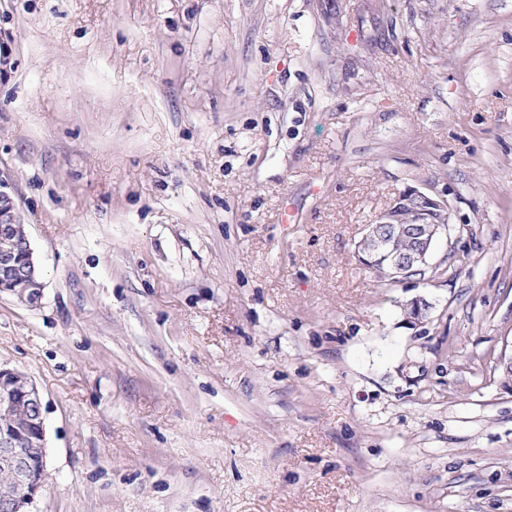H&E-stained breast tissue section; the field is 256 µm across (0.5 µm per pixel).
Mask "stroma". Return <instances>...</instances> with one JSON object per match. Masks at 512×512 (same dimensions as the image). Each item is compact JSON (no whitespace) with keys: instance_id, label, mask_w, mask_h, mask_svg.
<instances>
[{"instance_id":"35a3bbf8","label":"stroma","mask_w":512,"mask_h":512,"mask_svg":"<svg viewBox=\"0 0 512 512\" xmlns=\"http://www.w3.org/2000/svg\"><path fill=\"white\" fill-rule=\"evenodd\" d=\"M0 54L30 512H512V0H0ZM408 188L452 230L391 281ZM446 224H451L447 199L415 189L404 190L373 224L365 225L357 259L367 266L373 262L369 260L371 253H383L390 276L395 280L409 279L415 270L423 271L429 266L435 240L447 228L450 231ZM402 238L407 241L403 249L397 245ZM359 249L366 257L360 256ZM15 224L13 203L0 192V293H8L18 304L33 308L40 304L45 284L30 238L26 235L18 241ZM17 226L20 240L27 234L26 225Z\"/></svg>"}]
</instances>
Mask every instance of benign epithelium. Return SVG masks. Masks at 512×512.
<instances>
[{
    "mask_svg": "<svg viewBox=\"0 0 512 512\" xmlns=\"http://www.w3.org/2000/svg\"><path fill=\"white\" fill-rule=\"evenodd\" d=\"M450 223V204L445 198L407 189L384 209L375 222L365 225L358 249L369 263L371 254L388 259L390 276L404 280L429 266L437 237ZM13 203L0 192V293L33 308L40 304L45 284L29 237L16 239ZM429 302L416 296L405 304L407 320L421 323ZM48 448L42 394L36 383L17 369L0 367V483L8 491L0 495V512H23L44 486Z\"/></svg>",
    "mask_w": 512,
    "mask_h": 512,
    "instance_id": "1",
    "label": "benign epithelium"
}]
</instances>
